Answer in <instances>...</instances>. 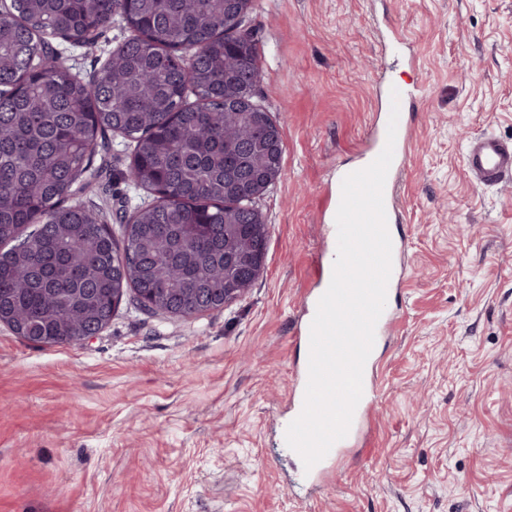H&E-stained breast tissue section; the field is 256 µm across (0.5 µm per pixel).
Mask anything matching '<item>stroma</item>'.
I'll use <instances>...</instances> for the list:
<instances>
[{"label": "stroma", "instance_id": "obj_1", "mask_svg": "<svg viewBox=\"0 0 512 512\" xmlns=\"http://www.w3.org/2000/svg\"><path fill=\"white\" fill-rule=\"evenodd\" d=\"M256 101L281 130L279 179L258 207L265 267L224 309L152 315L123 299L76 345L0 323V512H512V181L477 189L469 141L512 138V0H254ZM89 50L88 76L128 36ZM412 92L398 182L402 283L376 352L374 446L306 478L282 446L301 354L292 336L340 170L359 160L377 88ZM89 202L112 230L148 199L109 135Z\"/></svg>", "mask_w": 512, "mask_h": 512}]
</instances>
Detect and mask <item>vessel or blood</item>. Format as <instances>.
Returning a JSON list of instances; mask_svg holds the SVG:
<instances>
[{
    "instance_id": "vessel-or-blood-1",
    "label": "vessel or blood",
    "mask_w": 512,
    "mask_h": 512,
    "mask_svg": "<svg viewBox=\"0 0 512 512\" xmlns=\"http://www.w3.org/2000/svg\"><path fill=\"white\" fill-rule=\"evenodd\" d=\"M412 138L411 124L407 116H399L394 145L395 161H392L384 186V205L388 223L400 222L401 217L394 205L399 156L405 153ZM466 172L475 187L495 186L512 181V140L485 135L470 140L465 156ZM381 400L374 359H367L363 373V396L354 412L350 430L345 438L336 442L329 451L337 456L343 448L357 446L370 448L371 442L363 436L364 427L376 404Z\"/></svg>"
}]
</instances>
